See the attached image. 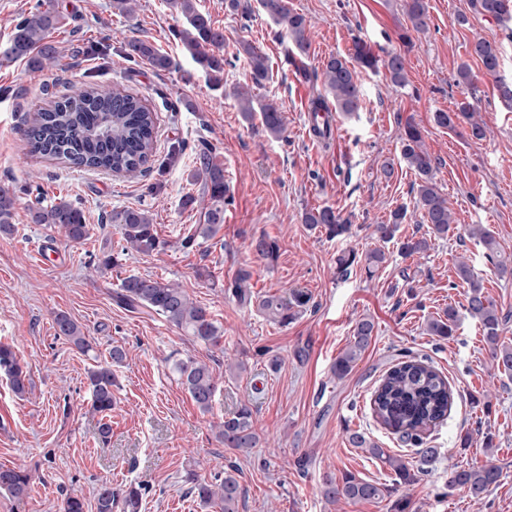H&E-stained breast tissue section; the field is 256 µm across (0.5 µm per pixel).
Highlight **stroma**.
I'll list each match as a JSON object with an SVG mask.
<instances>
[{
    "label": "stroma",
    "instance_id": "obj_1",
    "mask_svg": "<svg viewBox=\"0 0 512 512\" xmlns=\"http://www.w3.org/2000/svg\"><path fill=\"white\" fill-rule=\"evenodd\" d=\"M250 13L233 12L224 0H197L213 24L224 31V85L213 89L184 50L177 33L183 17L166 0H138L134 15L113 8L112 0H57L65 15L53 38L63 47L59 65L36 70L24 61L0 57V184L16 186L20 203L15 230L0 235V341L12 344L25 366L30 388L17 396L0 376V466H25L28 494L15 499L0 492V512H62L66 497L84 500L95 512L102 481L143 487L141 512H219L201 508L188 494L185 476L212 480L227 466L238 470L245 493L240 512H387L382 502H326L324 476L355 474L388 482L389 471L348 435L365 433L392 454L413 458L374 418L370 399L383 372L400 352L428 359L448 377L455 403L447 421L429 439L441 457L434 471L408 490V512H512V379L494 372L477 322L462 317L451 339L427 335L424 323L448 305H461L455 262L475 268L498 307L512 312V277L499 276L468 228L488 229L512 256V110L497 96L494 78L467 55V45L482 37L501 51V73L512 78V28L491 20L468 28L455 22L468 0H426L429 28L414 35L406 53L409 83L393 86L385 69L359 70V112L336 115L329 144L311 141L308 110L321 83L302 80L297 67L320 70L330 56L351 57L354 39L376 56L399 51L408 25L404 0H286L288 8L312 22L310 47L297 55L281 28L248 0ZM150 41L171 60L166 70L123 57L127 41ZM248 41L272 63V77L253 88L256 104L283 112L285 131L274 137L260 116L244 119L235 90L249 84L245 60L236 58ZM468 64L479 89L480 114L490 135L473 142L465 128L437 127L433 114L454 109L463 98L455 83L458 66ZM91 83L106 90L139 95L157 116L156 153L149 172L128 179L70 167L31 154L24 129L26 113L51 99ZM413 119L437 162L436 178L450 199L455 222L446 239L423 257L399 256L395 245L379 244L369 227L387 221L403 204H412L413 171L399 164L401 124ZM180 145L168 160L171 145ZM211 147L224 166L227 194L224 222L216 235L198 239L192 250L179 246L200 222L198 211L182 208L185 194H199L196 153ZM394 160V174L382 165ZM64 197L82 207L89 238L66 241L43 224L31 223L27 208L35 198ZM329 206L349 219L351 235L328 238L302 222L305 210ZM148 209L162 251L123 256L120 267L95 273L91 265L117 248L119 234L102 218L115 208ZM268 234L279 245L278 259L267 264L248 248L253 237ZM384 248L388 262L374 279L352 270L336 277V257ZM415 272V292L404 288L403 269ZM251 273L254 294L308 292V309L288 325L243 306L225 293L239 270ZM130 275L179 284L209 309L223 338L206 345L150 312L131 313L113 293ZM69 315L90 336L93 348L81 353L55 328L56 314ZM375 324L371 344L353 372L336 380L331 366L346 348L356 320ZM128 352L115 367L119 382L108 442H101L102 415L92 409L87 371L109 361L113 346ZM308 346L304 362L293 358ZM191 354L221 378L210 412H201L172 369L173 355ZM283 359L271 369L268 356ZM244 363L245 371L229 372ZM255 412L259 447H224L215 426L241 404ZM472 433L463 449L459 437ZM492 447H483L485 436ZM306 460L298 468V460ZM500 466V483L483 500L448 488L450 466L485 462Z\"/></svg>",
    "mask_w": 512,
    "mask_h": 512
}]
</instances>
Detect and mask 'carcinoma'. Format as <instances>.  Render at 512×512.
Returning <instances> with one entry per match:
<instances>
[{"instance_id": "cac0c4a2", "label": "carcinoma", "mask_w": 512, "mask_h": 512, "mask_svg": "<svg viewBox=\"0 0 512 512\" xmlns=\"http://www.w3.org/2000/svg\"><path fill=\"white\" fill-rule=\"evenodd\" d=\"M167 4L179 11L186 21V28L179 33L182 45L212 87H222L225 59L220 48L224 45V31L214 27L209 15L197 8L195 0H167ZM258 4L266 16L282 27V32L299 54L308 51L309 24L304 15L288 9L286 0H258ZM469 7L477 16L498 22L512 21V0H469ZM404 9L410 27L399 35V39L403 46L409 48L412 46L410 32L426 31L428 15L425 0H405ZM62 20L63 16L55 8L37 4L35 10L14 25L3 56L25 60L37 69L50 66L60 54L52 34ZM471 54L481 61L487 74L497 78L498 96L507 108L512 109V81L498 78L499 47L494 42L478 38L471 44ZM236 56L246 60L253 85L260 86L269 79L271 65L268 57L255 46L248 42L240 43ZM124 58L146 61L160 70L171 65L167 56L142 39L127 42ZM380 64L386 69L392 84L398 87L408 85L404 54L391 52L381 61L361 39L355 42L352 59L332 56L323 63L319 73L302 71L306 80H321L325 92V96L312 102V114L330 111V100L338 112L350 115L359 111L362 92L356 66L375 69ZM238 102L244 118H251L255 107L250 87L238 92ZM261 120L271 135L281 134L284 118L276 107H261ZM25 122L33 152L73 168L115 172L136 178L147 171L155 150V111L138 96L119 89L106 92L94 84H87L77 94L62 96L49 107L28 114ZM433 122L451 131L464 126L473 141L487 138L488 126L479 115L476 98L471 95L464 97L451 111L434 113ZM400 161L417 178L413 186V208L421 213L427 231L421 236L415 233L399 236L401 224L407 220V207L401 205L391 211L386 223L374 225V235L384 244H396L400 256L407 259L428 252L432 239L448 236L454 217L447 195L437 184L435 160L425 147L423 132L418 124L409 120L402 126ZM193 178L202 183V195H185L182 207L200 209L203 223L197 225L193 234L181 239L183 249L193 247L199 237L207 239L214 236L224 223V196L227 193L224 168L215 162L211 150L199 152ZM18 202L19 196L14 187L0 185L1 235H10L14 231L13 217ZM28 213L31 223L47 224L70 242H83L90 235L83 210L70 200L61 198L46 206L38 201L29 206ZM302 221L314 229L324 230L330 237L343 235L351 227L348 220L329 206L305 210ZM105 223L112 225L120 235L123 254L134 251L149 256L166 246V242L160 240L146 208L113 209L105 215ZM468 234L484 245L486 258L496 266L500 275L512 276V266L498 260L499 244L489 231L478 227L469 229ZM250 249L261 259L277 258V243L266 234L253 238ZM456 276L467 288L466 305L461 310L448 306L443 314L426 321L424 331L444 341L455 335L461 320L460 311H465L480 325L494 370L512 377V345L501 340L507 329L508 316L499 313L495 302L486 295L482 279L468 262L461 260L456 264ZM250 278L249 271L241 270L226 288L227 293L242 305L253 302ZM115 299L130 312L147 310L157 314L200 343L216 344L220 340V329L208 308L192 301L175 283L130 275L122 279ZM310 300L308 293L293 290L286 296L265 295L259 299L258 307L270 318L286 324L303 312ZM55 325L57 334L66 337L78 350L92 349L88 336L68 315L57 314ZM374 331L375 324L371 319L363 317L356 322L347 347L331 366L335 378L342 379L352 372L370 345ZM110 358L111 364L96 366L87 374L93 408L100 413L112 411L115 386L112 366L122 364L126 352L114 346ZM173 368L196 406L204 413L210 412L220 383L209 365L188 355L176 360ZM0 375L9 379L18 396L27 393L29 379L10 344L0 343ZM453 404L454 392L442 372L425 359L403 356L380 379L370 407L381 425L397 435L404 445L416 449L418 459L410 462L400 455L387 454L363 433L356 431L350 434V443L356 448L367 449L372 457L382 460L391 470V481L388 484L370 482L353 474H346L339 480L328 478L322 488L323 497L329 502L342 498L351 502L386 501L391 512H406L408 501L403 491L433 471L439 452L429 445V432L448 419ZM218 438L224 447L233 450L257 447L260 434L254 425L253 409L244 404L225 415L218 426ZM234 471L236 468L231 466L224 470V476H216L212 482L200 481L190 473L186 476V482L191 484L189 492L204 508L217 504L221 512H239L242 488ZM501 475V468L491 462L457 467L450 473L448 486L463 488L472 498L480 500L491 486L499 483ZM29 486L30 476L25 471L0 468V490L21 498L27 494ZM141 498L139 488L119 492L112 488L111 482L105 481L96 494V512H139Z\"/></svg>"}]
</instances>
